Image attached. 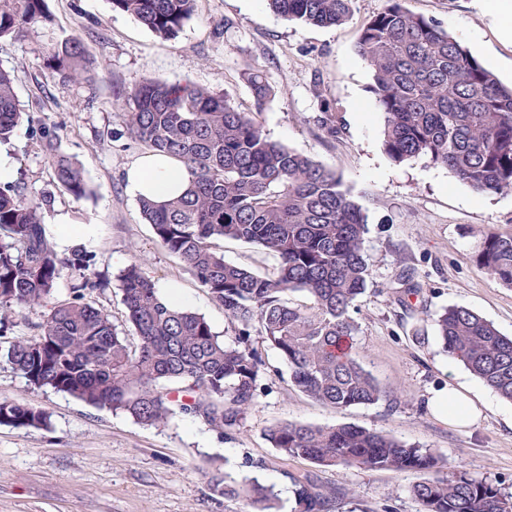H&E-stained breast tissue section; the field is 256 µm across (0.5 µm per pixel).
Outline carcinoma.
<instances>
[{
    "instance_id": "carcinoma-1",
    "label": "carcinoma",
    "mask_w": 512,
    "mask_h": 512,
    "mask_svg": "<svg viewBox=\"0 0 512 512\" xmlns=\"http://www.w3.org/2000/svg\"><path fill=\"white\" fill-rule=\"evenodd\" d=\"M198 0H110L163 40L178 34ZM271 11L316 26H337L353 0H265ZM45 0H0V39L47 25ZM357 51L372 70V94L385 114L383 146L403 163L426 157L448 168L477 193L512 190V86L503 85L469 50L401 0L363 28ZM48 66L74 84L92 77L81 41L52 48ZM255 105L272 96L265 76H248ZM117 99L132 103L131 136L149 151L181 161L193 179L166 203L139 200L159 245L188 266L212 300L224 308L236 341L224 343L204 316L163 300L134 259L120 275L127 321L139 346L130 350L110 315L87 295L105 289L85 253L62 258L42 224V203L19 183H0V329L6 316L44 309L38 333L8 342L0 359L29 384L50 387L89 405L120 412L145 426L178 415L203 421L228 437L257 396L265 360L262 341L288 365L291 383L336 409L371 405L386 397L361 365L354 346L358 325L350 309L368 285L365 217L341 177L311 157L268 138L250 113L208 88L147 79ZM22 117L13 78L0 71V140ZM44 147L60 184L76 200L91 194L81 167L57 152L54 134ZM262 246L279 257L276 272L258 274L228 263L213 241ZM477 264L512 288V234L481 236ZM68 269L71 297H56ZM304 292L311 305L288 295ZM445 348L502 398L512 401V338L476 312L450 306L434 319ZM184 382L169 390L165 384ZM0 425L42 428L49 416L12 400L0 401ZM265 436L285 459L319 466L434 473L412 485L419 512H512L508 494L465 472L438 475L429 449L353 426L273 425ZM224 497L255 512H275V496L258 483L216 481ZM300 512H328L336 489L319 490L308 473L293 477Z\"/></svg>"
}]
</instances>
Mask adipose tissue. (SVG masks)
I'll list each match as a JSON object with an SVG mask.
<instances>
[{"label":"adipose tissue","mask_w":512,"mask_h":512,"mask_svg":"<svg viewBox=\"0 0 512 512\" xmlns=\"http://www.w3.org/2000/svg\"><path fill=\"white\" fill-rule=\"evenodd\" d=\"M192 175L182 163L164 155L150 153L140 156L126 172L130 191L138 197L165 200L181 193ZM432 406L439 415L447 417L449 425L471 426L484 416L485 402L476 400L468 386L449 383L446 394L436 396Z\"/></svg>","instance_id":"obj_1"}]
</instances>
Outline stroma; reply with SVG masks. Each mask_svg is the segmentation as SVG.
Listing matches in <instances>:
<instances>
[{
    "label": "stroma",
    "instance_id": "stroma-1",
    "mask_svg": "<svg viewBox=\"0 0 512 512\" xmlns=\"http://www.w3.org/2000/svg\"><path fill=\"white\" fill-rule=\"evenodd\" d=\"M51 28L33 26L21 39H0V70L15 79L23 117L0 150L15 178L42 201V222L69 214L89 224V240L71 248L90 255L106 282L97 305L127 331L119 274L139 260L159 294L179 289L186 308L204 316L225 342L235 340L224 310L178 257L155 240L126 183V170L144 154L127 129L128 108L116 92L143 80L191 84L223 93L253 110L247 73L262 72L274 95L256 121L273 140L338 172L361 206L368 232V287L350 311L359 327L364 368L386 392L375 405L335 409L301 393L278 353L266 362L257 397L232 438L189 416L147 427L50 388H36L0 362V400L44 410L48 427L0 426V512H238L212 482L256 481L273 487L279 512H298L291 478L312 473L339 488L335 512H419L410 494L417 473L397 469L324 467L283 460L265 438L279 422L351 424L431 449L461 471L512 493V403L475 426L449 425L431 399L457 379L477 394L485 385L446 352L434 316L448 306L469 308L512 336V288L476 263L481 234L512 233V191L479 194L447 167L425 158L393 162L383 149L384 114L370 91L372 71L357 52L364 26L388 0H354L338 27H317L273 14L265 0H198L197 13L171 40H162L109 0H46ZM410 12L434 20L499 80L512 84V43L499 34L484 0H403ZM79 37L97 71L93 84L64 85L46 65L52 47ZM254 111V110H253ZM58 133L59 152L81 165L92 194L75 200L54 176L40 138ZM227 262L261 274L279 264L275 253L235 240L216 243ZM411 275L417 289L401 292Z\"/></svg>",
    "mask_w": 512,
    "mask_h": 512
}]
</instances>
